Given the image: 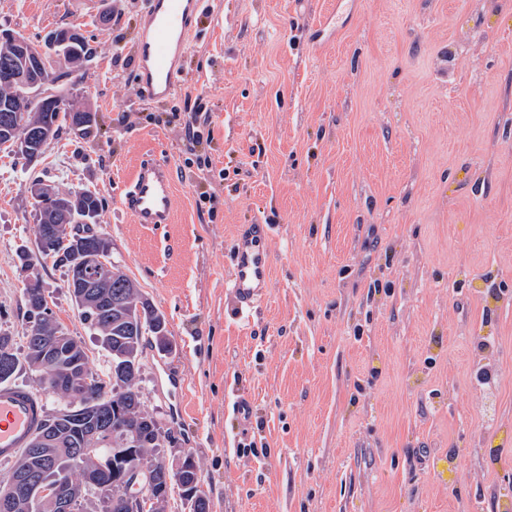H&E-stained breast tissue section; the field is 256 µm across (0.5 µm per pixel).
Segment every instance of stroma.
I'll return each mask as SVG.
<instances>
[{"instance_id":"1","label":"stroma","mask_w":512,"mask_h":512,"mask_svg":"<svg viewBox=\"0 0 512 512\" xmlns=\"http://www.w3.org/2000/svg\"><path fill=\"white\" fill-rule=\"evenodd\" d=\"M145 0H0L38 47L77 27L95 115L29 167L0 152V333L23 352L28 192L87 188L112 259L164 314L140 390L211 512H501L512 498V0H201L173 95L142 101ZM108 11L112 22L100 24ZM202 108L197 143L183 117ZM175 171L173 223L119 206L139 160ZM242 224L270 285L241 312ZM97 371L65 270L38 269ZM494 382L478 380L481 371ZM251 402L239 416L237 399ZM270 236L271 227L268 224H243L233 239V265L228 285L241 312L260 300L269 287Z\"/></svg>"}]
</instances>
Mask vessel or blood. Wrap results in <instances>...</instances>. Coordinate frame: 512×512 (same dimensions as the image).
<instances>
[{
    "mask_svg": "<svg viewBox=\"0 0 512 512\" xmlns=\"http://www.w3.org/2000/svg\"><path fill=\"white\" fill-rule=\"evenodd\" d=\"M199 0H147L133 54L138 67V91L158 103L174 90L179 63L194 30ZM137 224H169L174 220L173 169L149 156L134 169L120 202ZM271 228L240 225L232 243L229 288L240 308L252 307L270 283ZM44 418V401L32 392L0 384V462L12 461L36 434Z\"/></svg>",
    "mask_w": 512,
    "mask_h": 512,
    "instance_id": "obj_1",
    "label": "vessel or blood"
}]
</instances>
